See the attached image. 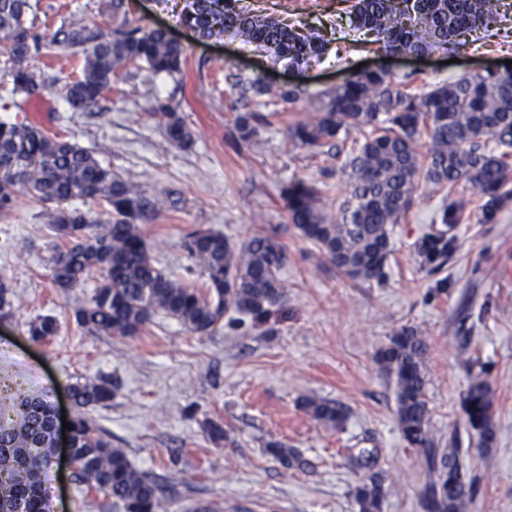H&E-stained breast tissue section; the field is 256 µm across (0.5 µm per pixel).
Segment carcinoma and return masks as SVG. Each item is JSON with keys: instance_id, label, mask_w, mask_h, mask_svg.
<instances>
[{"instance_id": "carcinoma-1", "label": "carcinoma", "mask_w": 512, "mask_h": 512, "mask_svg": "<svg viewBox=\"0 0 512 512\" xmlns=\"http://www.w3.org/2000/svg\"><path fill=\"white\" fill-rule=\"evenodd\" d=\"M98 11L109 18L108 27L85 22L77 9L60 19L52 36L61 55L82 57L80 74L66 85L72 111L96 106L126 63L141 62L171 77L181 74L185 48L164 29L133 25L125 0H99ZM499 11L500 0H357L349 23L375 35L389 54H421L466 46L462 36L489 31ZM182 22L201 39L229 34L289 67L325 54L328 45L315 29L281 24L243 0H185ZM38 23L29 0H0V46L10 77L0 87V100L20 111L45 87L42 74L30 65V52L40 48ZM234 85L258 99L275 95L286 103L302 94L295 88L274 93L258 77L237 76ZM314 100V113L288 125L287 139L328 147L325 171L345 177L349 191L336 198L334 215L326 211L325 191L315 181H292L283 197L289 223L347 277L366 282L385 277L392 228L413 206L421 180L445 192L441 227L431 228L416 244L419 267L429 274L441 271L456 250L453 230L464 213L458 188L468 186L483 199L485 222L494 221L512 201V78L465 77L419 94L409 75L396 81L384 70L354 71L344 83L315 92ZM179 110L178 103L158 100L150 116L172 146L184 149L193 135ZM278 116L276 110L237 114L241 139H253ZM352 130L362 138L349 140ZM20 193L42 205L40 216L54 233V287L66 293L95 274L102 277L90 300L74 310L76 324L92 334L137 336L165 315L192 333L208 335L229 311L240 315L238 324L248 320L255 326L286 300L281 272L287 252L275 234L259 232L234 244L210 229L187 231L181 247L192 262L187 273L196 266L206 276L199 286L159 268L151 255L141 225L155 219L156 206L140 184L115 173L74 140L36 124L1 121V217L9 216ZM58 329L54 316L43 315L29 322L27 335L43 343ZM427 352L424 330L402 326L379 348L376 360L393 384L404 440L436 473L422 496L424 512H468L476 488L466 480L460 449L440 457L434 452L425 393ZM70 395L77 409L71 429L78 483L112 498L118 512H167L160 484L137 470L124 449L113 447L87 414L112 401L113 383L78 381ZM303 408L336 431L350 418V409L334 400L307 398ZM461 411L476 447L491 449L496 427L491 385L483 373L469 375ZM52 426L50 403L42 395L14 396L11 408L0 409V433L9 431L13 448L0 452V512L9 499L23 500L26 512H50L48 488L32 482L27 468L47 462L45 439ZM266 451L286 468L298 463L281 441L268 442ZM372 462L368 450L350 460L356 479L349 495L356 512H383L385 476L371 471Z\"/></svg>"}]
</instances>
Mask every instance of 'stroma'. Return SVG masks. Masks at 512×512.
I'll return each mask as SVG.
<instances>
[{
    "label": "stroma",
    "instance_id": "obj_1",
    "mask_svg": "<svg viewBox=\"0 0 512 512\" xmlns=\"http://www.w3.org/2000/svg\"><path fill=\"white\" fill-rule=\"evenodd\" d=\"M30 2L48 15L31 62L46 88L38 103L23 110L0 108V121L41 122L140 183L158 201L156 218L142 233L162 267H187L180 239L194 227L234 242L276 230L288 252L282 271L288 297L268 323L249 330L226 324L201 336L159 315L130 338L88 333L73 312L91 297L97 280L66 294L52 286V232L39 216L40 205L18 196L12 213L0 217V275L11 287L14 307L12 318L0 321V405H9L16 393H38L70 414L71 384L111 380L112 402L93 416L114 447L157 477L170 498L168 512H189L202 501L220 502L223 512H355L347 495L353 479L349 456L359 448L379 453L384 512H423L430 476L400 433L394 388L375 359L394 329L417 325L429 345L424 370L436 448L459 446L468 476L476 478L479 489L469 512H512V204L484 224L479 196L464 192L458 248L443 270L448 289L434 295L433 276L416 262V243L442 206L432 184H419L413 207L396 224L381 283L353 281L325 262L289 223L283 198L284 187L296 179L327 182L330 200L346 192L339 177L323 176V157L285 136L287 124L312 113V93L341 83L360 64L386 67L397 79L416 72L424 93L512 60V0H501L504 21L465 49L399 57L352 30L349 0H249L251 8L288 26L323 30L327 52L294 71L231 36L198 39L181 25L170 0H128L131 21L164 26L183 44L182 75L174 79L128 65L86 112L71 111L64 101L79 59L59 57L49 38L79 4L86 22H102L95 0ZM238 73H263L273 87L293 83L308 94L278 104L281 120L245 141L235 117L255 111L256 101L233 89ZM171 98L180 101L193 134L190 148L171 146L148 117L156 100ZM40 315L55 316L60 330L35 344L26 330ZM470 361L485 366L493 389L497 437L487 452L470 443L460 411ZM307 398L348 406L345 431L313 420L302 407ZM210 421L223 426L226 440L209 438ZM273 439L286 443L300 466L287 469L269 456L265 445ZM42 479L55 512H109L104 493L81 494L61 456L43 468Z\"/></svg>",
    "mask_w": 512,
    "mask_h": 512
}]
</instances>
